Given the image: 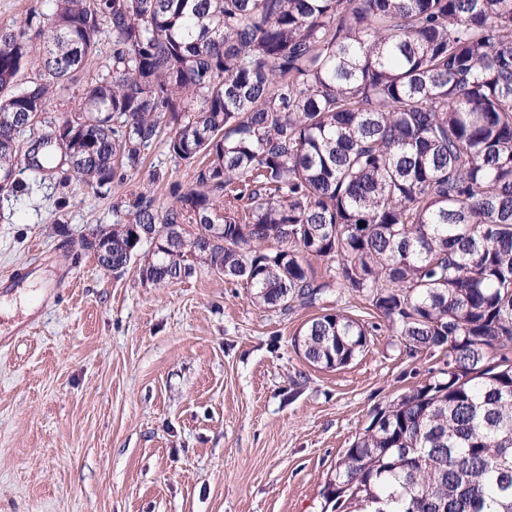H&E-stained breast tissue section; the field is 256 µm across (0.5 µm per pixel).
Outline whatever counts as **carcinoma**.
Wrapping results in <instances>:
<instances>
[{"label": "carcinoma", "instance_id": "obj_1", "mask_svg": "<svg viewBox=\"0 0 512 512\" xmlns=\"http://www.w3.org/2000/svg\"><path fill=\"white\" fill-rule=\"evenodd\" d=\"M44 5L0 23V208L57 174L122 183L162 141L196 187L133 194L64 245L116 273L139 258L152 285L199 261L268 308L314 303L310 258L336 264L409 354L448 362L374 409L325 503L512 512V0ZM105 33L108 72L46 117ZM368 336L336 311L295 346L329 370Z\"/></svg>", "mask_w": 512, "mask_h": 512}]
</instances>
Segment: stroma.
Listing matches in <instances>:
<instances>
[{
	"instance_id": "1",
	"label": "stroma",
	"mask_w": 512,
	"mask_h": 512,
	"mask_svg": "<svg viewBox=\"0 0 512 512\" xmlns=\"http://www.w3.org/2000/svg\"><path fill=\"white\" fill-rule=\"evenodd\" d=\"M195 186L193 167L156 142L111 192L50 182L0 213V278L41 261L35 281L0 296V331L32 304L33 335L0 346V512H323L322 490L375 407L444 368L442 352L408 357L365 297L334 283L312 305L262 309L209 268L161 287L137 265L103 270L68 254L64 234L115 219L114 203L145 191L170 202ZM340 310L369 330L348 365L316 368L294 339Z\"/></svg>"
}]
</instances>
